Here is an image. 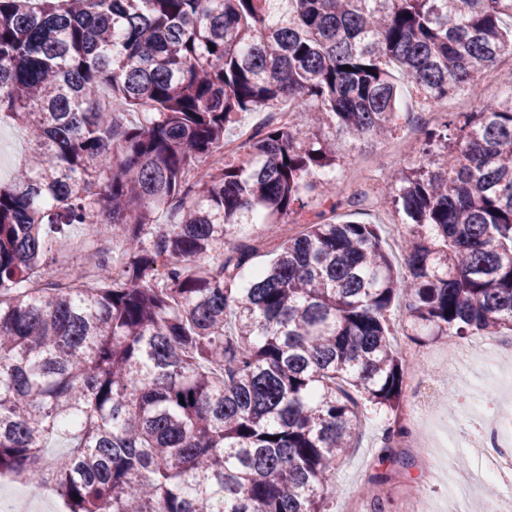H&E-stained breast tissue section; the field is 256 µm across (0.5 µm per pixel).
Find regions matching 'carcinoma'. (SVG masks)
Wrapping results in <instances>:
<instances>
[{
	"label": "carcinoma",
	"mask_w": 512,
	"mask_h": 512,
	"mask_svg": "<svg viewBox=\"0 0 512 512\" xmlns=\"http://www.w3.org/2000/svg\"><path fill=\"white\" fill-rule=\"evenodd\" d=\"M272 2L0 0V123L30 143L0 181V475L68 512H326L363 409L393 416L379 462L405 439L396 304L419 345L512 331V95L428 130L392 193L349 188L267 265L242 234L308 207L339 137L398 130L395 75L431 107L475 87L512 50V0ZM286 99L288 123L208 164ZM346 208L398 217L405 271ZM70 224L125 248L94 254L92 285L34 286ZM388 479L359 488L370 512Z\"/></svg>",
	"instance_id": "obj_1"
}]
</instances>
